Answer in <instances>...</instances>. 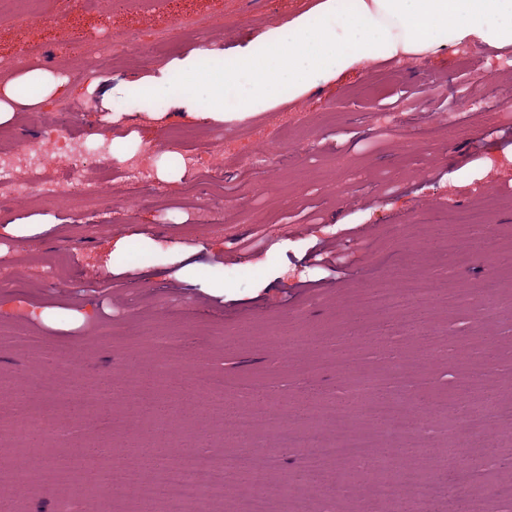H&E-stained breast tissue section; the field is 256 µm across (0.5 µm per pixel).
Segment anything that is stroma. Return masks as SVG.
I'll list each match as a JSON object with an SVG mask.
<instances>
[{
	"mask_svg": "<svg viewBox=\"0 0 512 512\" xmlns=\"http://www.w3.org/2000/svg\"><path fill=\"white\" fill-rule=\"evenodd\" d=\"M317 2L162 0L148 12L138 0H37L33 26L14 0H0V73L38 47L32 66L77 76L68 112L49 102L22 106L0 131L35 141L51 130L107 134L113 163L149 150L157 169L167 163L157 146L170 129L224 141L217 184L198 188L188 169L173 183L154 179L155 205L138 203L120 180L92 202L65 194L0 201V260L24 270L17 287L0 288V459L17 452L18 389L34 412L55 398L53 412L68 427L64 436L45 432L36 452L46 464L27 484L0 468V502L13 512H58L63 488L44 485L74 465L76 444L100 449L99 468L131 466L146 480L206 451L227 465L210 512H235L249 493L232 465L243 452L274 456L269 486L293 484L288 512H387L372 487L404 467L428 474L411 500L419 512H486L488 489L512 486V51L381 61L299 101L222 123L188 117L164 84L141 96L127 91L202 42L226 51L247 45ZM127 33L137 46L103 71L70 44ZM378 80L384 92L368 94ZM275 119L287 123L285 137L270 138ZM481 206L491 233L440 236L455 211ZM20 216L28 228L9 232ZM349 240L364 245L350 268L330 272L315 261L319 246ZM55 256L59 266L46 273L43 259ZM397 268L432 280L444 296L478 292L494 278L499 299L489 311L476 299L432 307L429 334L417 337L414 311L390 316L366 306ZM18 337L29 347L11 346ZM340 353L375 381V398H405L401 441L366 411L347 413L355 382L337 372ZM474 374L497 403L493 415L460 391ZM107 380L114 392L105 405ZM253 380L265 401L308 406L321 437L367 438L373 461L329 460L313 473L304 449L277 447L269 430L240 439L231 414L254 399L225 390ZM135 401L171 406V436H155L149 413L129 421ZM478 415L484 436L474 439L465 423ZM461 440L468 451L455 474L431 471L430 449ZM453 477L469 491L465 504L441 492Z\"/></svg>",
	"mask_w": 512,
	"mask_h": 512,
	"instance_id": "1",
	"label": "stroma"
}]
</instances>
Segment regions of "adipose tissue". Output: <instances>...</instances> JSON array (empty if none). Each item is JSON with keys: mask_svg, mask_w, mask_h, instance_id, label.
<instances>
[{"mask_svg": "<svg viewBox=\"0 0 512 512\" xmlns=\"http://www.w3.org/2000/svg\"><path fill=\"white\" fill-rule=\"evenodd\" d=\"M461 45L511 50L512 0H319L246 46L199 50L163 79L191 115L226 121L297 100L375 62L428 58ZM219 77L221 89L200 95ZM61 88L40 68L1 76L0 124L17 106L43 102Z\"/></svg>", "mask_w": 512, "mask_h": 512, "instance_id": "ef3b65f1", "label": "adipose tissue"}]
</instances>
